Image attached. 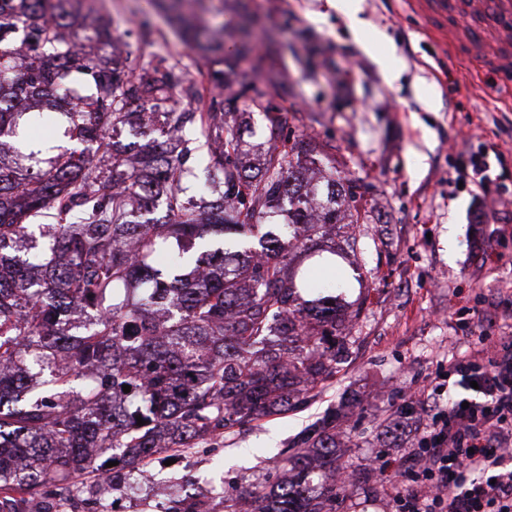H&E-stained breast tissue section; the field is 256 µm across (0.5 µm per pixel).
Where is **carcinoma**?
Listing matches in <instances>:
<instances>
[{"label":"carcinoma","instance_id":"carcinoma-1","mask_svg":"<svg viewBox=\"0 0 512 512\" xmlns=\"http://www.w3.org/2000/svg\"><path fill=\"white\" fill-rule=\"evenodd\" d=\"M81 6L0 0V136L9 123L28 169L25 178L0 147V512H16L17 492L30 504L68 496L88 474L114 486L125 466L306 404L348 362L362 313L339 288L315 293L308 270L292 265L297 251L336 264L338 252L320 245L336 226L356 247L362 216L343 223L354 194L342 180L303 185L299 152L276 143L246 173L224 97L196 118L172 106L184 91L175 69L149 80L77 54ZM18 29L32 50L21 71L10 59ZM204 49L224 63V29ZM258 82L280 87L261 58L240 75L244 91ZM57 97L72 100L59 118L17 111ZM134 107L162 145L153 155L113 146L103 164L76 150L42 158L28 144V131L59 121L70 138L102 142ZM195 120L201 142L186 131ZM192 159L198 192L221 186L205 213L182 199ZM159 196L164 215L131 220L134 200ZM235 205L284 223L254 234L232 220ZM339 418L329 411L305 431L287 459L294 478L270 496L252 491V512H336ZM105 456L118 462L110 478Z\"/></svg>","mask_w":512,"mask_h":512}]
</instances>
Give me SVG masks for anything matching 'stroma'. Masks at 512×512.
<instances>
[{
  "label": "stroma",
  "mask_w": 512,
  "mask_h": 512,
  "mask_svg": "<svg viewBox=\"0 0 512 512\" xmlns=\"http://www.w3.org/2000/svg\"><path fill=\"white\" fill-rule=\"evenodd\" d=\"M169 0H96L102 16L131 54L136 71L161 77L181 70L191 96L185 112L207 111L223 93L235 118L240 161L255 170L270 142L321 145L324 169L356 187L365 213L355 255L369 286L365 311L353 327L347 367L304 406L260 418L246 429L183 449L175 463L154 456L158 483L110 489L85 484L72 497H50L54 512H87L108 500L112 512H172L195 499L207 512L244 502L248 488L268 490L288 476V448L326 412L349 403L336 431L343 470L356 476L344 512H390L376 478L378 453L402 454V429L386 419L429 385L440 363L464 354L466 327L489 303H512V202L460 185V161L450 146L471 135L506 154L501 180L512 186V88L487 84L466 61L445 59L441 46L399 0H361L375 57L346 33L343 13L326 0H183V10L211 27L254 22V43L281 72L285 92L264 85L244 91L236 75L216 90L207 62L176 31ZM386 59L389 71L377 61ZM503 252L496 264L487 250Z\"/></svg>",
  "instance_id": "1"
}]
</instances>
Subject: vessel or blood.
Here are the masks:
<instances>
[{
    "mask_svg": "<svg viewBox=\"0 0 512 512\" xmlns=\"http://www.w3.org/2000/svg\"><path fill=\"white\" fill-rule=\"evenodd\" d=\"M451 56L467 60L504 87L512 85V0H402Z\"/></svg>",
    "mask_w": 512,
    "mask_h": 512,
    "instance_id": "vessel-or-blood-1",
    "label": "vessel or blood"
}]
</instances>
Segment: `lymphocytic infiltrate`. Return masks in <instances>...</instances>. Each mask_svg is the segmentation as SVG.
<instances>
[{
  "mask_svg": "<svg viewBox=\"0 0 512 512\" xmlns=\"http://www.w3.org/2000/svg\"><path fill=\"white\" fill-rule=\"evenodd\" d=\"M455 152L460 179L490 192L499 146L463 136ZM430 414L416 448L380 455L395 512H512V334L481 331L467 353L438 375ZM431 395V396H432Z\"/></svg>",
  "mask_w": 512,
  "mask_h": 512,
  "instance_id": "lymphocytic-infiltrate-1",
  "label": "lymphocytic infiltrate"
}]
</instances>
